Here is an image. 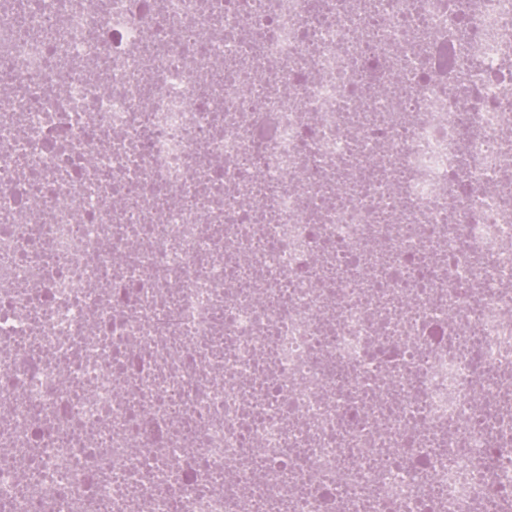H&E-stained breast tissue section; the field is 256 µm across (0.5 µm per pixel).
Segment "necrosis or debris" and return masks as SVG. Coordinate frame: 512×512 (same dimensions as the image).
Listing matches in <instances>:
<instances>
[{
  "label": "necrosis or debris",
  "mask_w": 512,
  "mask_h": 512,
  "mask_svg": "<svg viewBox=\"0 0 512 512\" xmlns=\"http://www.w3.org/2000/svg\"><path fill=\"white\" fill-rule=\"evenodd\" d=\"M512 0H0V512H512Z\"/></svg>",
  "instance_id": "4bbe7bcc"
}]
</instances>
